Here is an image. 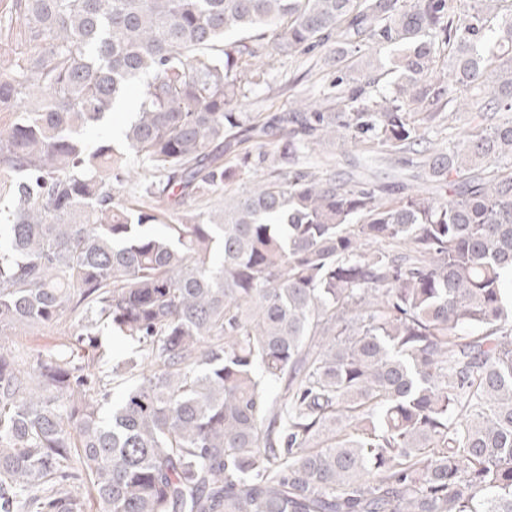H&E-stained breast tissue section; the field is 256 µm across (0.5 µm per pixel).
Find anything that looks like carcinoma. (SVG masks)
Here are the masks:
<instances>
[{
    "mask_svg": "<svg viewBox=\"0 0 512 512\" xmlns=\"http://www.w3.org/2000/svg\"><path fill=\"white\" fill-rule=\"evenodd\" d=\"M501 2L0 0L21 46L0 72V336H75L26 370L0 345V512H86L77 483L95 512H512ZM267 50L317 58L327 91L238 111ZM142 80L122 144L89 141ZM453 102L485 125L433 147ZM338 138L406 155L429 191L299 162ZM105 328L130 344L113 363ZM108 363L116 401L89 371Z\"/></svg>",
    "mask_w": 512,
    "mask_h": 512,
    "instance_id": "carcinoma-1",
    "label": "carcinoma"
}]
</instances>
